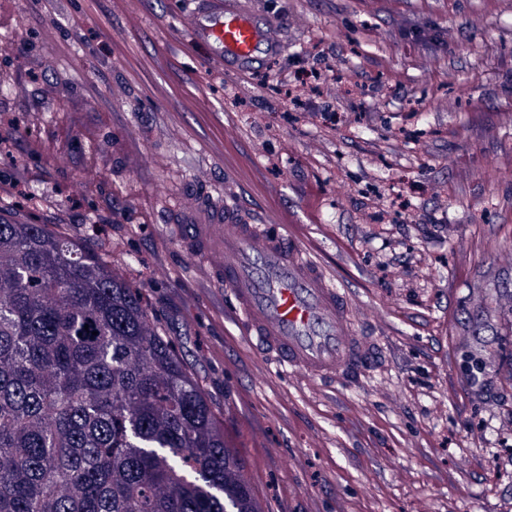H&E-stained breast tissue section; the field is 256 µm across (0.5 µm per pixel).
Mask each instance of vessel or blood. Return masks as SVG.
Here are the masks:
<instances>
[{"mask_svg":"<svg viewBox=\"0 0 512 512\" xmlns=\"http://www.w3.org/2000/svg\"><path fill=\"white\" fill-rule=\"evenodd\" d=\"M184 23L208 47L211 67L228 74L254 70L282 49L273 21L260 18L249 0H196ZM188 204L213 219L196 232L191 253L231 293L226 312L255 352L274 355L289 374L361 378L373 350L354 327L348 294L303 241L284 225L250 223L234 203L204 191H192Z\"/></svg>","mask_w":512,"mask_h":512,"instance_id":"obj_1","label":"vessel or blood"}]
</instances>
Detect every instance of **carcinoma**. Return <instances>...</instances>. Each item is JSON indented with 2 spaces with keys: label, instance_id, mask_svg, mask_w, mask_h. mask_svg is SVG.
<instances>
[{
  "label": "carcinoma",
  "instance_id": "carcinoma-1",
  "mask_svg": "<svg viewBox=\"0 0 512 512\" xmlns=\"http://www.w3.org/2000/svg\"><path fill=\"white\" fill-rule=\"evenodd\" d=\"M105 258L0 211V512H264Z\"/></svg>",
  "mask_w": 512,
  "mask_h": 512
}]
</instances>
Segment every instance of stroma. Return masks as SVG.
I'll list each match as a JSON object with an SVG mask.
<instances>
[{
  "instance_id": "1",
  "label": "stroma",
  "mask_w": 512,
  "mask_h": 512,
  "mask_svg": "<svg viewBox=\"0 0 512 512\" xmlns=\"http://www.w3.org/2000/svg\"><path fill=\"white\" fill-rule=\"evenodd\" d=\"M252 2L284 50L227 75L194 0H0V206L139 289L269 512H512V0ZM200 186L346 290L361 382L284 373L226 320L188 253Z\"/></svg>"
}]
</instances>
